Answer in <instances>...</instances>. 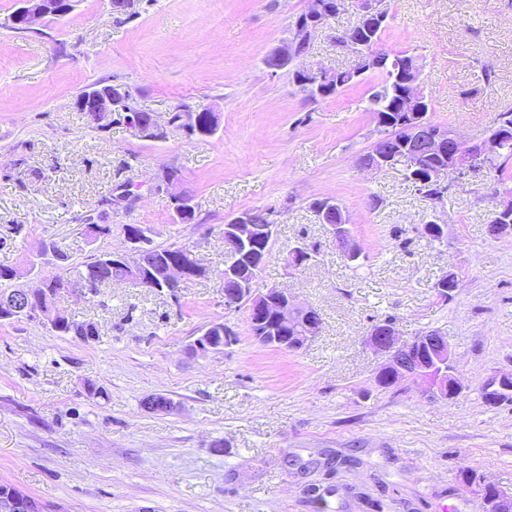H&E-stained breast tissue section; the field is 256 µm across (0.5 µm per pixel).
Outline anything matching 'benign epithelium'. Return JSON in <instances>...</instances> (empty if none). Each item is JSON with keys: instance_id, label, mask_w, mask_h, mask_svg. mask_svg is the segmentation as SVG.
Here are the masks:
<instances>
[{"instance_id": "1", "label": "benign epithelium", "mask_w": 512, "mask_h": 512, "mask_svg": "<svg viewBox=\"0 0 512 512\" xmlns=\"http://www.w3.org/2000/svg\"><path fill=\"white\" fill-rule=\"evenodd\" d=\"M342 0H312L311 7L292 21L295 29L302 31L304 45L298 49L288 43L275 50L271 57L276 64L290 66L308 50L313 34L327 24L331 14L339 11ZM68 11L63 0H19V8L10 22L32 27L37 21L52 12L62 16ZM387 14L379 6V0H363L357 26L336 34V47L354 57V65L348 75L360 78L368 71L386 69L392 53L381 47L377 40L379 29L386 23ZM333 71L317 72L298 70L295 81L318 88L331 83ZM398 77L402 91L395 102L394 114L375 115L376 126L397 123L403 138L392 142L384 151H371L363 155L359 164L372 170H381L394 164L396 153L403 151L415 158L410 163V179L420 190L434 184L442 193L448 185L465 176L488 169L499 148V143L512 138V124L499 121L493 127L494 135L478 140H461L445 130H434L427 119V102L421 90L422 73L414 58L398 64ZM85 111L94 114L96 122L112 120L116 110L112 102V90L90 89L76 101ZM448 176V184L439 180L441 174ZM320 223L341 254L355 260L361 257V248L351 236L345 209L335 200L325 198L317 208ZM490 231L494 235L512 232V200L495 204ZM275 235V222H255L252 213L244 211L224 224V250L228 261L220 278L224 282V306L228 309L246 306L254 337L263 345L296 351L302 349L318 333L321 322L310 306L299 305L287 291L280 288L256 287L252 273L265 265L269 259V245ZM124 254L112 255V263L124 266L129 282L135 286L142 283L139 262L155 251L147 235H130ZM48 281L25 291V297L17 301L0 300V316L15 318L31 314L49 326L58 323L59 312L43 303L42 295L49 293ZM236 341L234 331L224 323H214L189 348L192 354H206L230 347ZM372 348L387 355L377 375L413 377L425 385V392L436 399H447L458 394L459 388L448 377L447 366L451 364L448 340L438 331H430L421 339L400 342L392 322L376 324L368 337ZM512 394V375L501 377L488 387L484 396L491 403ZM485 512H512V497L493 492L492 485L484 486L482 496ZM42 506L27 493L12 486L0 490V512H41Z\"/></svg>"}]
</instances>
